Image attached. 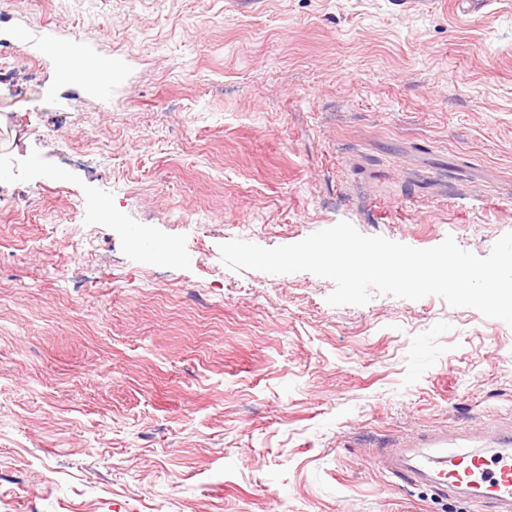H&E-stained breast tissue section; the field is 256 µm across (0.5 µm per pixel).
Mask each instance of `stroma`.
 <instances>
[{
  "label": "stroma",
  "mask_w": 512,
  "mask_h": 512,
  "mask_svg": "<svg viewBox=\"0 0 512 512\" xmlns=\"http://www.w3.org/2000/svg\"><path fill=\"white\" fill-rule=\"evenodd\" d=\"M104 44L0 68V512H460L373 462L512 419V326L333 306L221 243L512 232V0H0ZM52 48L56 51L63 49L68 54L63 68L64 76L84 83L92 95L104 96L112 93V84L107 85L100 81L101 74H108L112 78V72L118 65L112 58V51L103 50L100 45L85 41L72 45L68 37L50 31L46 33L43 50Z\"/></svg>",
  "instance_id": "obj_1"
}]
</instances>
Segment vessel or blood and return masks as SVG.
I'll return each instance as SVG.
<instances>
[{"label": "vessel or blood", "instance_id": "1", "mask_svg": "<svg viewBox=\"0 0 512 512\" xmlns=\"http://www.w3.org/2000/svg\"><path fill=\"white\" fill-rule=\"evenodd\" d=\"M44 46L66 51L64 76L81 81L91 94L111 93V86L101 80L117 66L111 52L84 41L71 44L52 31ZM379 461L401 482L428 485L476 508L487 504L493 512H512V425L465 427L452 435L418 434L398 451L382 452Z\"/></svg>", "mask_w": 512, "mask_h": 512}]
</instances>
